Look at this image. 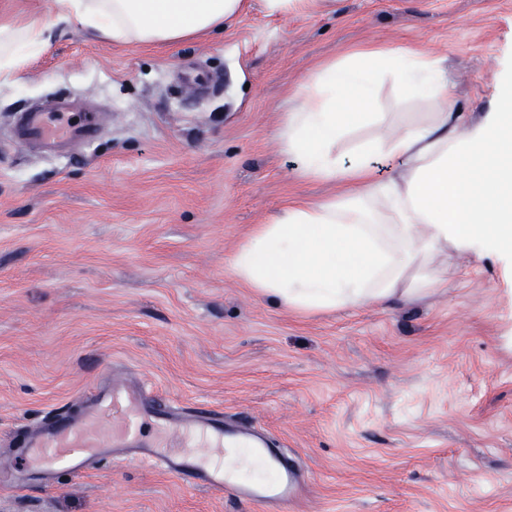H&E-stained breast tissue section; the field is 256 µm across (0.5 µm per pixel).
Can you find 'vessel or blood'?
I'll use <instances>...</instances> for the list:
<instances>
[{
  "mask_svg": "<svg viewBox=\"0 0 512 512\" xmlns=\"http://www.w3.org/2000/svg\"><path fill=\"white\" fill-rule=\"evenodd\" d=\"M96 126L91 112L76 123L64 122L59 111L31 112L20 135L52 146L92 140ZM223 447L234 449L235 457L211 456V449ZM23 450L32 457L37 475L57 466L79 474L100 459L133 456L188 484L230 487L248 501L274 505L280 512H290L300 493L294 467L264 432L234 423L218 411L170 406L126 381L94 390L77 413L46 422L27 435Z\"/></svg>",
  "mask_w": 512,
  "mask_h": 512,
  "instance_id": "obj_1",
  "label": "vessel or blood"
}]
</instances>
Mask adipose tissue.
<instances>
[{"instance_id":"1","label":"adipose tissue","mask_w":512,"mask_h":512,"mask_svg":"<svg viewBox=\"0 0 512 512\" xmlns=\"http://www.w3.org/2000/svg\"><path fill=\"white\" fill-rule=\"evenodd\" d=\"M247 0H52V17L0 26V78L11 77L27 50L45 46L54 26L79 23L105 42L167 47L220 36ZM395 67L418 96L436 103L426 121L389 132L366 111L374 75ZM298 107L278 131L284 153L305 175L350 181L351 195L286 205L256 225L233 254L234 275L287 308L328 312L412 303L446 282L449 253L512 256V107L499 102L469 123L448 95L439 63L417 52L355 53L344 65H321L294 91ZM375 123L349 164L336 143L352 126ZM398 164L380 177L377 159Z\"/></svg>"}]
</instances>
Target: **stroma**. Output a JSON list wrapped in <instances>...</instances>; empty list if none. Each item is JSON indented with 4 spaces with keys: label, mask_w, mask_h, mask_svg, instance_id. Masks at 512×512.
I'll return each mask as SVG.
<instances>
[{
    "label": "stroma",
    "mask_w": 512,
    "mask_h": 512,
    "mask_svg": "<svg viewBox=\"0 0 512 512\" xmlns=\"http://www.w3.org/2000/svg\"><path fill=\"white\" fill-rule=\"evenodd\" d=\"M362 48L420 50L482 118L512 62V0H334L159 49L55 29L0 80V512H260L137 460L27 471L21 434L104 380L263 428L301 471L294 512H512V263L448 260L424 301L302 313L230 262L288 201L332 198L283 153L288 93ZM100 116L49 153L15 133L46 95ZM367 111L426 120L395 71Z\"/></svg>",
    "instance_id": "1"
}]
</instances>
